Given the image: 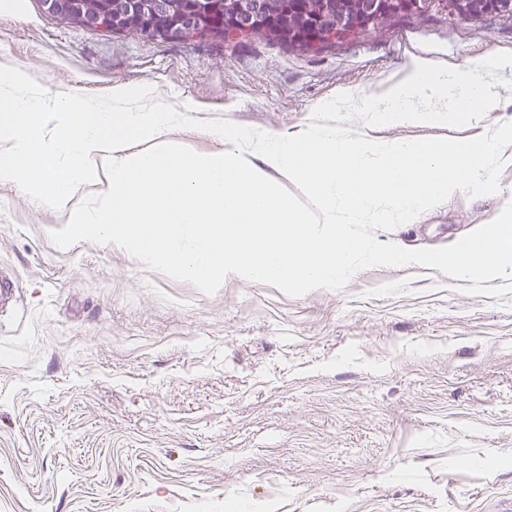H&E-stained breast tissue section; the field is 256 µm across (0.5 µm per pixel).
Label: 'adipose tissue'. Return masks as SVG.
<instances>
[{
  "label": "adipose tissue",
  "mask_w": 512,
  "mask_h": 512,
  "mask_svg": "<svg viewBox=\"0 0 512 512\" xmlns=\"http://www.w3.org/2000/svg\"><path fill=\"white\" fill-rule=\"evenodd\" d=\"M504 57L489 51L482 61L450 64L413 59L392 85L364 99V109L392 121H418L453 112H483L493 102L485 75L504 65Z\"/></svg>",
  "instance_id": "ef3b65f1"
}]
</instances>
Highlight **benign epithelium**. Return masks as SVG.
<instances>
[{
  "label": "benign epithelium",
  "instance_id": "benign-epithelium-1",
  "mask_svg": "<svg viewBox=\"0 0 512 512\" xmlns=\"http://www.w3.org/2000/svg\"><path fill=\"white\" fill-rule=\"evenodd\" d=\"M418 0H343L341 24L364 28L376 23L390 10L412 11ZM44 12L50 15H76L90 28L105 29L107 25L140 23L148 17L166 19L165 29L175 39L192 36L204 16L180 13L171 0H110L105 6H91L87 0H41ZM261 23L254 10V0H224V24L238 28L243 24Z\"/></svg>",
  "mask_w": 512,
  "mask_h": 512
}]
</instances>
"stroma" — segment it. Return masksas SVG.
<instances>
[{"mask_svg": "<svg viewBox=\"0 0 512 512\" xmlns=\"http://www.w3.org/2000/svg\"><path fill=\"white\" fill-rule=\"evenodd\" d=\"M0 61L49 93L150 85L190 117L284 136L337 94L362 97L411 54L512 57V19L404 18L322 52L262 38L188 41L90 30L22 0ZM352 130L473 139L512 121ZM460 193L379 242L440 248L512 199ZM69 211L0 185V512H512V292L456 290L436 269L369 267L300 297L225 279L212 295L125 251L58 247Z\"/></svg>", "mask_w": 512, "mask_h": 512, "instance_id": "35a3bbf8", "label": "stroma"}]
</instances>
